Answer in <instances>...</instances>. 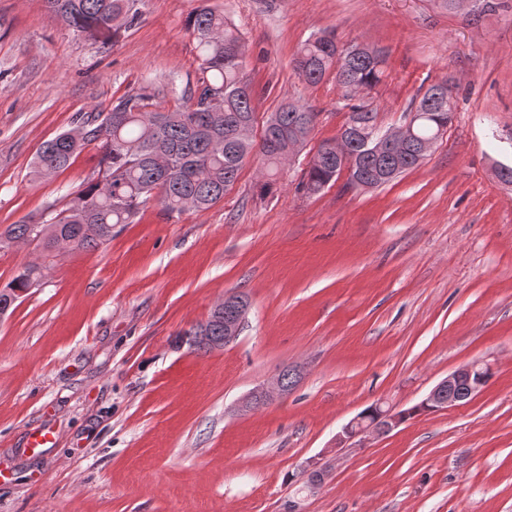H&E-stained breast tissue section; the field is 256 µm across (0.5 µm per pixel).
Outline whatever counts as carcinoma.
Wrapping results in <instances>:
<instances>
[{
    "instance_id": "carcinoma-1",
    "label": "carcinoma",
    "mask_w": 512,
    "mask_h": 512,
    "mask_svg": "<svg viewBox=\"0 0 512 512\" xmlns=\"http://www.w3.org/2000/svg\"><path fill=\"white\" fill-rule=\"evenodd\" d=\"M48 10L77 33L117 37L142 17V0H44ZM186 29L198 52L196 81L184 90L175 108L160 112L146 91L128 93L108 110L89 112L79 124L45 141L34 162L37 177L70 165L74 156L93 145L99 152L98 176L92 178L60 211L23 219L8 229L5 241L17 245L38 241L46 255L95 247L112 239V229L131 224L144 206L157 200L170 218L187 210L203 212L224 199L245 160L257 154L260 192L270 191L288 157L308 142L319 113L300 103L279 105L262 126L253 129V90L244 77L245 43L222 13L199 0ZM385 52L361 43L336 42L329 34L314 35L301 44L293 67L310 85L331 79L350 102L345 125L369 122L376 127L371 92L385 73ZM413 135L398 155L364 147L363 135L353 139L356 157L351 168L336 156V139L324 140L303 172L300 188L320 193L348 173L355 190L380 187L419 166L415 153L422 141L436 140L453 121L456 99L448 81L429 85L411 102ZM46 265L21 264L17 275L0 288V317L14 311L19 292L44 276Z\"/></svg>"
}]
</instances>
